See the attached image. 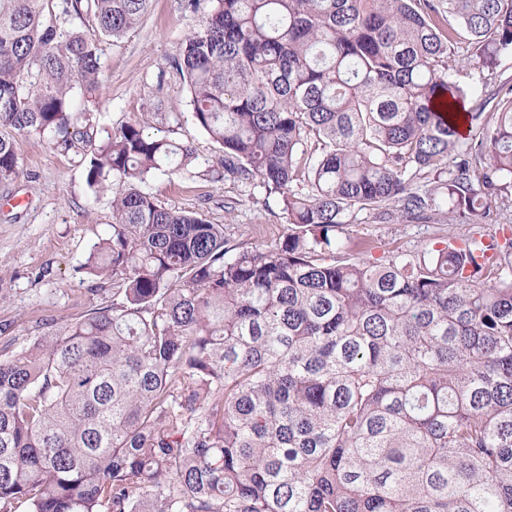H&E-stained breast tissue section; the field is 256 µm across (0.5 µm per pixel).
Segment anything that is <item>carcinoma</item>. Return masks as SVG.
Returning <instances> with one entry per match:
<instances>
[{"label": "carcinoma", "mask_w": 512, "mask_h": 512, "mask_svg": "<svg viewBox=\"0 0 512 512\" xmlns=\"http://www.w3.org/2000/svg\"><path fill=\"white\" fill-rule=\"evenodd\" d=\"M148 2L0 0V183L13 134L72 146L99 40ZM212 2L171 67L224 178L260 184L288 233L230 243L141 189L191 147L103 138L85 174L112 235L86 269L112 304L0 360V512H512V241L372 262L336 236L355 210L478 224L512 188V84L466 142L448 112L470 96L451 47L495 68L512 0Z\"/></svg>", "instance_id": "carcinoma-1"}]
</instances>
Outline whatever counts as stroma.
Returning a JSON list of instances; mask_svg holds the SVG:
<instances>
[{
	"instance_id": "stroma-1",
	"label": "stroma",
	"mask_w": 512,
	"mask_h": 512,
	"mask_svg": "<svg viewBox=\"0 0 512 512\" xmlns=\"http://www.w3.org/2000/svg\"><path fill=\"white\" fill-rule=\"evenodd\" d=\"M210 0L190 9L186 0H150L141 24L122 39L100 42L99 88L84 107L96 139L126 123L190 146V172L155 175L142 188L163 205L197 212L224 227L233 242L256 238L271 243L288 231L277 201L263 189L221 177L220 148L193 121L188 93L170 66L180 42L198 30ZM456 81L474 91L468 110L491 112L487 98L502 82H512V54L494 70L470 58L459 44ZM19 174L0 184V359L58 329L89 309L112 301V282L87 273L92 245L112 233L110 196L92 197L83 159L88 148L75 140L63 149L35 135L15 138ZM468 224L446 219L427 224H381L356 213L342 236L375 242L371 259L384 251L412 254L428 245L469 235Z\"/></svg>"
}]
</instances>
